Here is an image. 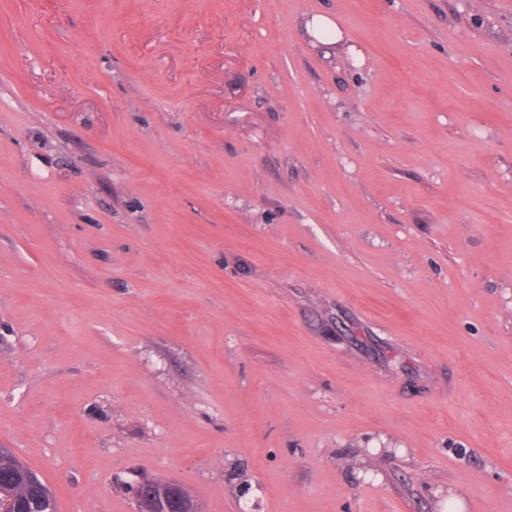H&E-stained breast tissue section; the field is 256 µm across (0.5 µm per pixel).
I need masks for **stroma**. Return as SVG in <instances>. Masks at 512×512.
Listing matches in <instances>:
<instances>
[{
  "instance_id": "stroma-1",
  "label": "stroma",
  "mask_w": 512,
  "mask_h": 512,
  "mask_svg": "<svg viewBox=\"0 0 512 512\" xmlns=\"http://www.w3.org/2000/svg\"><path fill=\"white\" fill-rule=\"evenodd\" d=\"M0 444L512 512V0H0Z\"/></svg>"
}]
</instances>
